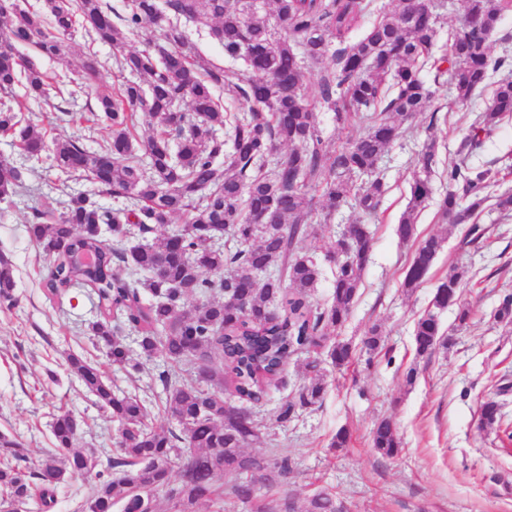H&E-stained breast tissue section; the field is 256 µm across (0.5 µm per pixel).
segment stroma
<instances>
[{"mask_svg":"<svg viewBox=\"0 0 512 512\" xmlns=\"http://www.w3.org/2000/svg\"><path fill=\"white\" fill-rule=\"evenodd\" d=\"M512 78V64L494 72L486 86L464 106L453 105L448 85L435 89L428 109L407 123L408 133L384 156L379 171L386 193L376 217L369 219L374 237L372 259L362 274L358 300L337 337L360 346L367 329L380 324L386 338L375 355L360 354L354 367L324 366L327 392L321 404L297 411L285 424L276 417L281 406L305 382L300 357L283 372L284 385L269 387L249 410L262 426L251 454L287 458L289 469L268 499H288L305 512L310 498L323 492L344 512H512V448L503 445L512 430V324L494 319L504 294L512 292V213L483 212L482 234L470 240L467 225L451 226L438 214L448 165L461 139L486 111L498 83ZM68 112L33 105L31 117L47 140L65 139L86 129L94 100L72 86ZM437 141L432 176L434 198L417 216L421 236L438 234L445 242L426 281L413 291L401 282L410 248L395 228L410 199L418 151ZM58 174L47 165H32L25 191L14 196L0 218V254L15 269L17 304L0 307V434L18 438L29 464H37L53 446L52 415L68 413L80 424L81 448L111 447L117 425L94 405L66 358L77 353L96 357L84 333L96 309L82 290L49 298L44 283L53 265L32 242L27 221L32 209L61 210L64 198L53 185ZM466 266L469 280L462 297L473 311L466 327L455 325V312L440 314L452 331V344L434 354L417 356L416 319L432 307L438 280L450 267ZM414 381H407L409 369ZM498 400L497 429L482 428L479 407ZM390 418L402 442L397 457L385 458L371 446V430ZM347 431V447L331 442Z\"/></svg>","mask_w":512,"mask_h":512,"instance_id":"stroma-1","label":"stroma"}]
</instances>
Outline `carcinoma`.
I'll return each mask as SVG.
<instances>
[{"label": "carcinoma", "instance_id": "cac0c4a2", "mask_svg": "<svg viewBox=\"0 0 512 512\" xmlns=\"http://www.w3.org/2000/svg\"><path fill=\"white\" fill-rule=\"evenodd\" d=\"M270 23L260 15L257 0H127L126 14H112L104 0H43L30 11L17 0H0V132L18 134L17 159H0V203H12L22 187L27 164L48 159L64 176L58 190L65 193L70 179L86 181L69 194L60 212L34 208L28 220L30 239L54 257L46 282L48 294L58 297L74 286L86 289L96 316L86 335L107 361L128 372L145 362L157 363L154 383L139 392L115 389L104 381L95 363L76 354L67 358L70 371L95 405L117 423L115 448L75 447L78 421L69 414L52 417L54 448L34 469L24 464L20 442L0 434V512L24 506L38 490L40 505L54 506L60 488L74 476L95 475L83 504L86 512H154L153 496L165 491L176 512L202 501L217 499V482L226 474L243 475L233 486L242 501L288 472V458L267 461L246 451L262 434L249 420L224 416L228 397L258 402L271 384L282 382L288 360L302 355L309 382L301 385L278 414L288 422L295 410L322 402L326 387L323 364L338 370L356 359L349 342L328 343L344 326L358 296L361 276L370 262L373 235L355 221L348 239H337L326 252L336 273L330 304L308 301L322 276V265L302 252L310 217L320 210L330 217L344 208L366 216L377 213L385 194L379 177L383 156L403 139L406 122L425 111L444 77L464 103L505 65L493 58L487 32L496 30L512 0H465L458 25L451 32L453 54L435 57L433 47L440 21L439 0H398L354 44L335 48L336 41L357 28L370 8L367 0H272ZM148 22L160 29L145 49L115 57L120 75L130 74L119 93L101 84L104 64L89 55L73 64L65 60L63 37L79 27L92 42L119 50L122 28ZM209 27L224 48V56L243 61L234 88L247 111L221 107L214 89L230 82L224 68L203 58L182 23ZM24 45L34 55L15 51ZM336 69L323 75L312 90L305 84L304 60L324 57ZM57 59L65 69L56 84L76 81L90 90L109 138L93 147V136L80 134L52 144L24 113L46 99L45 73L38 58ZM432 81L420 76L424 67ZM26 89L16 97L17 85ZM190 111L181 110L183 101ZM334 113L342 130L359 129L333 151L327 150L315 123L312 101ZM158 121L160 131L133 142L137 111ZM512 116V80L496 88L480 126L467 135L448 164V191L439 207L443 218L471 223L482 205L492 199L496 210H512V194H495L502 170L472 162L480 148L478 132ZM226 129L228 139L217 131ZM288 153L273 166L268 158L282 148ZM436 141L427 140L410 187V200L397 235L417 245L405 269L402 287L412 290L427 278L443 247V239H417L415 211L432 195ZM122 201L103 206L99 197ZM268 211L270 224L254 223V214ZM183 215L185 224L170 236L149 241L158 227ZM71 244L60 254L58 246ZM90 252L97 262L81 266L75 254ZM468 269L454 266L439 279L433 309L415 323L416 354L430 356L446 348L438 313L456 311L458 325L471 318L462 300ZM16 280L11 261L0 256V306L16 305ZM196 305L184 309L186 300ZM137 333V348L123 332ZM384 345L381 326L374 324L363 347L375 352ZM206 362L207 375L197 373L196 361ZM161 387L162 403L171 425L154 429L146 424L154 388ZM230 396H224L227 387ZM499 422V404L481 405V424ZM374 450L384 457L399 454L401 441L394 424L379 420L372 430ZM179 461L181 482H170L172 463ZM104 470H98V467ZM307 512H342L325 495L309 501Z\"/></svg>", "mask_w": 512, "mask_h": 512}]
</instances>
